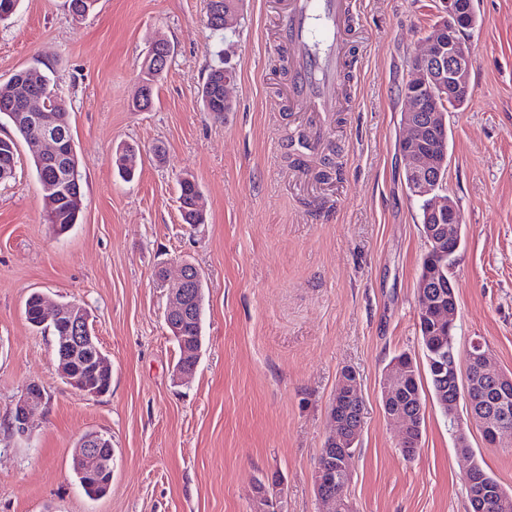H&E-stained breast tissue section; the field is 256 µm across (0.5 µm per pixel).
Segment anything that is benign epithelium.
<instances>
[{"label":"benign epithelium","mask_w":512,"mask_h":512,"mask_svg":"<svg viewBox=\"0 0 512 512\" xmlns=\"http://www.w3.org/2000/svg\"><path fill=\"white\" fill-rule=\"evenodd\" d=\"M444 16L426 36L425 50L417 55L412 64L410 78L404 83L401 96L407 102L402 113L403 126L409 130L398 145V152L407 175L411 196L426 201V224L423 234L426 242L437 246L448 243V249L458 252L459 236L465 222L464 213L451 196L439 194L444 179L448 139L446 113L442 107L458 106L471 96L469 72L471 49L463 39V32L477 25L473 0H442ZM172 55L169 43L158 40L153 51L144 58L141 73H162ZM43 90L30 91L17 100L19 119L33 130V141L40 146L39 158L47 165L48 172L55 174L66 157L67 131L60 125L57 114L49 108ZM441 269L417 281L418 316L429 318L451 329L455 325L457 302L446 299L432 290V282L439 280ZM202 279L197 267L190 262L179 265L177 287L169 291V304L165 323L175 339H180L185 323L199 307ZM40 326L57 325L65 335L60 337L58 352L54 354L57 368L65 381L86 397L104 395L103 388L94 384L91 376H109L112 367L95 336L85 307L78 302L51 305L41 293L35 294ZM201 350L186 348L182 360L174 367L173 377L178 382L190 379L199 363ZM433 371L440 379H460L461 364L489 379L480 396L471 401L468 397L440 400V406L454 421V438L459 457H468L465 425L479 428L489 448L505 445V436L512 433V374L497 368L491 351L483 341L472 339L465 352L464 361L457 360L453 349L433 348ZM408 366L398 362L385 371L381 398L386 417L399 428L400 447L407 451L414 448L410 438L412 426L402 412L390 411L403 391ZM360 398L358 379L351 370L342 372L333 393L329 408V434L321 449L325 463L315 479V493L327 512H350L351 502L345 501L338 491L351 481L348 460L354 454L363 429V405L355 407L356 420L346 423L345 414L350 402ZM45 391L37 383L28 384L15 404L9 426L11 432L26 436L30 432L32 418L45 403ZM465 402L467 421L458 413L460 402ZM111 440L101 433L84 436L73 454L76 465L93 484L104 478L112 482ZM465 476L476 485L475 512H486L493 505H503L496 498V491L485 486L472 466H467Z\"/></svg>","instance_id":"obj_1"}]
</instances>
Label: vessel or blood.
I'll use <instances>...</instances> for the list:
<instances>
[{
    "label": "vessel or blood",
    "mask_w": 512,
    "mask_h": 512,
    "mask_svg": "<svg viewBox=\"0 0 512 512\" xmlns=\"http://www.w3.org/2000/svg\"><path fill=\"white\" fill-rule=\"evenodd\" d=\"M288 21L280 36L290 52L288 97L303 113L313 143L318 117L339 110L355 31L353 0H280Z\"/></svg>",
    "instance_id": "obj_1"
}]
</instances>
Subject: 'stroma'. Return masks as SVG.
I'll use <instances>...</instances> for the list:
<instances>
[{
  "label": "stroma",
  "instance_id": "obj_1",
  "mask_svg": "<svg viewBox=\"0 0 512 512\" xmlns=\"http://www.w3.org/2000/svg\"><path fill=\"white\" fill-rule=\"evenodd\" d=\"M207 0H97L74 20L66 0H21L0 23V82L31 66L69 112L84 206L55 234L32 166L0 182V512H253L255 486L277 476L280 512H323L314 492L327 412L342 369L356 372L364 427L349 495L355 512H469L448 421L425 406L422 441L402 457L380 382L405 352L423 361L416 285L426 242L404 185L399 95L441 0H358L362 45L328 114L317 154L288 101L271 0H242L231 29L212 32ZM471 99L448 114L445 187L465 217L454 268L460 344L481 338L512 371V0H474ZM174 53L153 104L132 107L151 43ZM232 68L231 112L201 101L211 66ZM134 146L136 174L113 163ZM338 178L317 177L324 165ZM196 179L205 221L184 223L178 179ZM200 271L201 357L172 380L179 350L166 324L160 270ZM83 304L112 364L109 393L87 398L59 374L52 337L32 327V292ZM47 403L28 436L8 431L27 382ZM112 439V484L98 499L70 472L86 433ZM476 459L512 490V448Z\"/></svg>",
  "mask_w": 512,
  "mask_h": 512
}]
</instances>
